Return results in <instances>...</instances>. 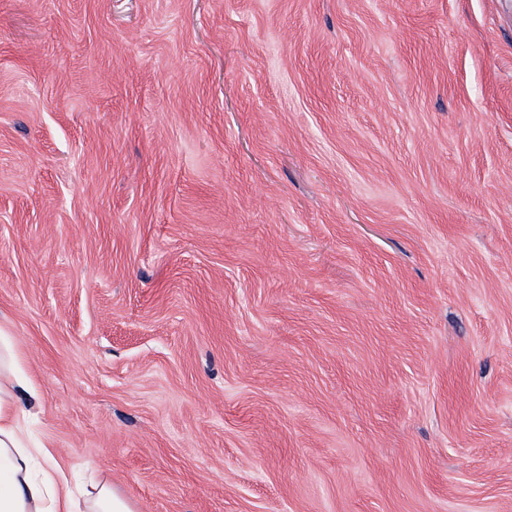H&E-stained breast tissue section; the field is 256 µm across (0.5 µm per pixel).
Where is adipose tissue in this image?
I'll use <instances>...</instances> for the list:
<instances>
[{"instance_id":"obj_1","label":"adipose tissue","mask_w":512,"mask_h":512,"mask_svg":"<svg viewBox=\"0 0 512 512\" xmlns=\"http://www.w3.org/2000/svg\"><path fill=\"white\" fill-rule=\"evenodd\" d=\"M12 339L0 331V512H134L129 499L109 481L84 493L57 467L48 448L31 443L26 414L15 393L24 385L16 375ZM45 462L41 478L32 468Z\"/></svg>"}]
</instances>
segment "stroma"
Here are the masks:
<instances>
[{"instance_id": "stroma-1", "label": "stroma", "mask_w": 512, "mask_h": 512, "mask_svg": "<svg viewBox=\"0 0 512 512\" xmlns=\"http://www.w3.org/2000/svg\"><path fill=\"white\" fill-rule=\"evenodd\" d=\"M0 329L136 512H512V0H0Z\"/></svg>"}]
</instances>
